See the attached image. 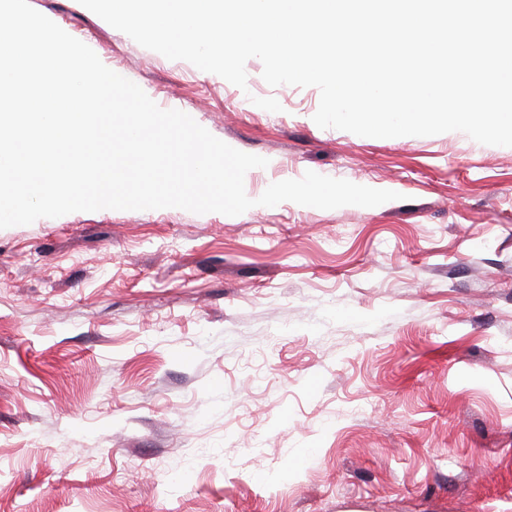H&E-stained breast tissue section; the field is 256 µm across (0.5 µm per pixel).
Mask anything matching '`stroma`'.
I'll return each mask as SVG.
<instances>
[{
    "mask_svg": "<svg viewBox=\"0 0 512 512\" xmlns=\"http://www.w3.org/2000/svg\"><path fill=\"white\" fill-rule=\"evenodd\" d=\"M29 3L266 158L250 198L309 170L399 197L0 229V512H512V147L322 129L258 59L242 90Z\"/></svg>",
    "mask_w": 512,
    "mask_h": 512,
    "instance_id": "stroma-1",
    "label": "stroma"
}]
</instances>
